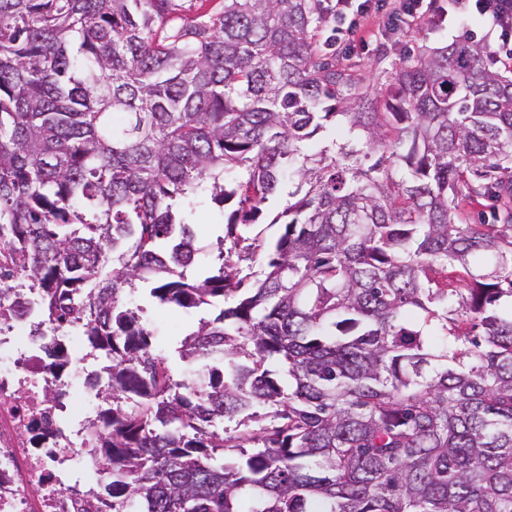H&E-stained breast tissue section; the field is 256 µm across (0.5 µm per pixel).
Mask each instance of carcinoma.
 Returning <instances> with one entry per match:
<instances>
[{"mask_svg":"<svg viewBox=\"0 0 512 512\" xmlns=\"http://www.w3.org/2000/svg\"><path fill=\"white\" fill-rule=\"evenodd\" d=\"M212 2L0 0V310L110 360L96 495L512 512V76L463 34L384 93L316 38L321 0ZM286 180L252 294L229 259L187 279L176 202L208 190L233 230ZM484 201L494 223H470ZM150 279L161 304L224 305L179 350L190 384L122 304Z\"/></svg>","mask_w":512,"mask_h":512,"instance_id":"obj_1","label":"carcinoma"}]
</instances>
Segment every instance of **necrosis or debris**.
<instances>
[{
	"instance_id": "4bbe7bcc",
	"label": "necrosis or debris",
	"mask_w": 512,
	"mask_h": 512,
	"mask_svg": "<svg viewBox=\"0 0 512 512\" xmlns=\"http://www.w3.org/2000/svg\"><path fill=\"white\" fill-rule=\"evenodd\" d=\"M25 319L0 322V512H112L81 478L93 468L86 441L90 402L45 394L46 362Z\"/></svg>"
}]
</instances>
